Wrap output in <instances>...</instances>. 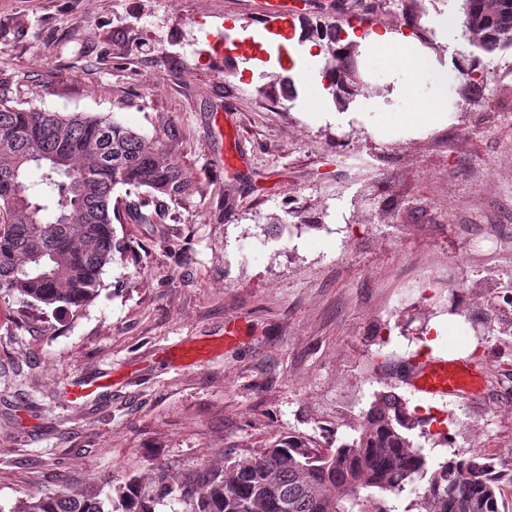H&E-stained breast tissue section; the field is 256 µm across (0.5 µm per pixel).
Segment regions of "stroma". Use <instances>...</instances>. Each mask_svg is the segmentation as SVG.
Listing matches in <instances>:
<instances>
[{
    "label": "stroma",
    "instance_id": "35a3bbf8",
    "mask_svg": "<svg viewBox=\"0 0 512 512\" xmlns=\"http://www.w3.org/2000/svg\"><path fill=\"white\" fill-rule=\"evenodd\" d=\"M296 2L311 40L320 24L368 35L418 15L427 56L464 52L481 96L460 78L438 101L431 78L394 71L391 51L357 49L354 81L323 97L322 61L301 71L290 40L282 57L215 70L207 33L237 0H0L12 105L114 115L192 178L189 195L149 202L152 223L116 224L128 249L84 306L31 317L0 297V512L159 469H220L291 435L323 446L389 388L417 417L447 410V438L408 433L429 465L457 450L506 464L498 504L512 512V338L499 333L512 324V248L468 250L512 232V50L442 33L436 18L461 0ZM402 83L453 120L409 129ZM229 149L237 166L216 168ZM443 267L453 292L422 284L390 307L406 275ZM230 322L244 333L228 346ZM425 339L429 355L481 371L477 393L431 401L402 384Z\"/></svg>",
    "mask_w": 512,
    "mask_h": 512
}]
</instances>
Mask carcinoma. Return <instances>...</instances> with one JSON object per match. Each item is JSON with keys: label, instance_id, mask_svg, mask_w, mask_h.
<instances>
[{"label": "carcinoma", "instance_id": "cac0c4a2", "mask_svg": "<svg viewBox=\"0 0 512 512\" xmlns=\"http://www.w3.org/2000/svg\"><path fill=\"white\" fill-rule=\"evenodd\" d=\"M468 42L512 48V0H462ZM325 73L351 80L350 55L330 51ZM143 190L157 202L192 189L191 177L137 127L111 115L26 109L0 96V295L61 314L94 299L104 269L125 250L112 228V194ZM421 424L393 391H380L355 436L320 451L301 436L240 455L224 469L159 491L133 479L101 498L65 491L10 512H156L165 499L188 512H498L503 476L492 459L455 452L429 467L406 432ZM415 496L396 505L403 493Z\"/></svg>", "mask_w": 512, "mask_h": 512}]
</instances>
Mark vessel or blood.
I'll list each match as a JSON object with an SVG mask.
<instances>
[{"label":"vessel or blood","mask_w":512,"mask_h":512,"mask_svg":"<svg viewBox=\"0 0 512 512\" xmlns=\"http://www.w3.org/2000/svg\"><path fill=\"white\" fill-rule=\"evenodd\" d=\"M238 14L264 18L266 30L272 32L291 29L295 19L291 0H239ZM475 375L462 360L425 356L410 362L405 382L423 397L443 399L470 394Z\"/></svg>","instance_id":"obj_1"}]
</instances>
